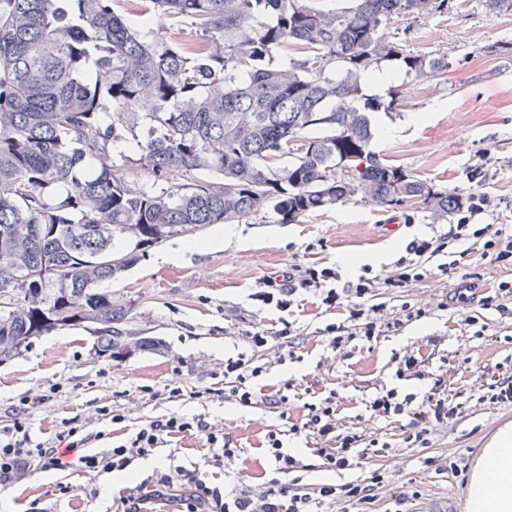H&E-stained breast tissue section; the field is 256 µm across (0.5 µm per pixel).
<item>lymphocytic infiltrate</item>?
I'll return each instance as SVG.
<instances>
[{
  "label": "lymphocytic infiltrate",
  "instance_id": "lymphocytic-infiltrate-1",
  "mask_svg": "<svg viewBox=\"0 0 512 512\" xmlns=\"http://www.w3.org/2000/svg\"><path fill=\"white\" fill-rule=\"evenodd\" d=\"M471 181L465 201L447 231L408 240L400 257L384 274L371 276L363 272L350 276L338 265L296 264L291 269L263 276L252 298L261 306L282 312L283 317L269 328L245 329L240 318L225 313V335L246 346L245 351L224 360L225 401L245 407L255 405L251 382L261 376L263 368L255 364L253 355L264 352L274 355L277 362H284L283 348L294 334L293 324L286 315L298 298L307 294L316 296L326 311L342 312L341 321L327 323L319 330L326 348L342 359L349 357L353 341L369 342L398 332L406 323L426 318L438 310L455 308L460 303H476L497 312L502 319L512 320V225L481 223V216L493 204V196L481 168L472 169ZM488 264L502 268L504 274L495 287L484 289L480 283ZM427 278L436 279L443 287L437 302L406 301L395 308L375 299V289L398 292ZM394 362L398 378L426 377L418 351L404 350L395 355ZM429 380V386L419 395H403L394 388L376 392L365 403L368 417L360 426L351 425L342 416L335 393L306 404L301 423L285 430L277 427L268 431L266 452L274 476L264 490L257 492L228 491L208 480L206 469L232 466L242 450L226 435L222 421L202 416L171 412L147 418L119 445L96 453L90 447L104 439V431L89 429L77 417L62 420L53 439L33 440L26 417L28 408L50 403L62 391L60 385L49 384L26 393L12 405V423L0 429V488L27 480L37 471L67 470L74 463L98 476L123 472L135 461L148 459L159 449L171 447L175 440L195 434L203 437L208 445L202 466L188 468L173 464L155 469L141 482L148 490L147 495L124 497L121 512H145L150 500L163 497L168 488L177 484L192 488L182 502V512H326L336 504H374L376 492L382 488L399 508L418 500L419 492L409 490L404 484L388 483L377 470L364 479L341 484L304 482L301 473L306 465L284 451L282 436L289 433L304 437L325 471L350 470L359 460L367 458L370 451L383 450L384 445L374 430L378 422L406 419L409 447L424 448L432 432L455 420L471 401L512 406V363L470 389L449 387L448 377L443 373ZM74 450L79 453L77 460H65V453ZM283 474L291 475V483H280Z\"/></svg>",
  "mask_w": 512,
  "mask_h": 512
}]
</instances>
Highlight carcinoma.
I'll use <instances>...</instances> for the list:
<instances>
[{"mask_svg":"<svg viewBox=\"0 0 512 512\" xmlns=\"http://www.w3.org/2000/svg\"><path fill=\"white\" fill-rule=\"evenodd\" d=\"M112 2L0 0V359L70 327L90 330L96 357L156 347L131 328L134 302L102 284L174 235L268 213L291 224L356 196L453 213L459 193L371 149L401 86L363 93L384 59L418 80L448 71L446 55L383 38L446 0H140L197 32L170 44ZM118 237L133 242L119 257Z\"/></svg>","mask_w":512,"mask_h":512,"instance_id":"obj_1","label":"carcinoma"}]
</instances>
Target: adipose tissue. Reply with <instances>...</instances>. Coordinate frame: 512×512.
I'll return each instance as SVG.
<instances>
[{
    "instance_id": "1",
    "label": "adipose tissue",
    "mask_w": 512,
    "mask_h": 512,
    "mask_svg": "<svg viewBox=\"0 0 512 512\" xmlns=\"http://www.w3.org/2000/svg\"><path fill=\"white\" fill-rule=\"evenodd\" d=\"M483 454L470 478L468 512H512V428L501 430Z\"/></svg>"
}]
</instances>
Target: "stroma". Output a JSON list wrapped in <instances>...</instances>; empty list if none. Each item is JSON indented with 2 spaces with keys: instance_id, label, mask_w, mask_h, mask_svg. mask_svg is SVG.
Masks as SVG:
<instances>
[{
  "instance_id": "stroma-1",
  "label": "stroma",
  "mask_w": 512,
  "mask_h": 512,
  "mask_svg": "<svg viewBox=\"0 0 512 512\" xmlns=\"http://www.w3.org/2000/svg\"><path fill=\"white\" fill-rule=\"evenodd\" d=\"M454 3L452 10L404 21L402 30H386V39L402 40L410 52L447 55L449 67L443 76L416 83L414 94L386 118L390 124L406 123V131L375 137L373 149L438 190L465 191L471 169L484 166L494 187L495 206L483 221L502 224L512 219V16L489 13L485 0ZM408 213L413 214V223L405 222ZM236 229L237 236L215 246L211 240L219 227L208 226L198 233L197 248L168 262L160 259L163 246L149 248L122 279L111 283L113 294L134 300L136 328L158 337L164 352L138 355L104 373L88 330L68 328L1 360L0 427L11 422L9 402L48 382L62 383L64 390L50 406L31 409L32 435L38 440L49 437L62 419L90 416L96 405L137 395L139 387L149 385L156 395L144 398L130 415L129 426L172 411L224 419L231 440L244 453L230 474H215L214 481L254 490L268 467L260 450L266 427L280 424L285 416L298 419L310 393L336 389L346 415L355 420L376 390L421 391V381L395 376L393 355L400 348L420 347L426 369L433 374L463 366L457 380L465 386L484 368L512 357V338L494 311L480 313L498 336L491 343L464 325L465 310L452 309L409 323L398 334L357 343L349 359L332 364L316 330L333 316L309 294L290 315L298 329L292 344L295 359L270 367L260 379L272 389L291 380L288 405L277 409L226 403L223 374L210 372L214 363L238 352L224 338V313L236 312L249 326L276 322L278 311L258 309L251 299L265 274L293 264L345 262L351 270L367 265L378 274L397 258L402 243L415 235L447 231L448 222L434 220L429 210L411 204L382 210L354 199L291 224L256 216ZM174 382L185 394L176 402L169 401L165 391ZM508 425L512 426V407L481 405L438 430L431 448L410 450L402 422L385 423L380 434L389 444L386 453L369 457L362 469L343 471L338 478H363L379 467L405 479L416 473L431 487L419 503L421 512H467L469 473L438 474L420 469L419 461L458 448L470 462H477ZM168 454V449H160L129 472L99 478L78 469L35 474L28 483L0 490V512H120L121 497L139 493L141 480L166 463ZM63 484L71 486L72 495L60 493ZM91 488L97 495L89 499L84 492Z\"/></svg>"
}]
</instances>
